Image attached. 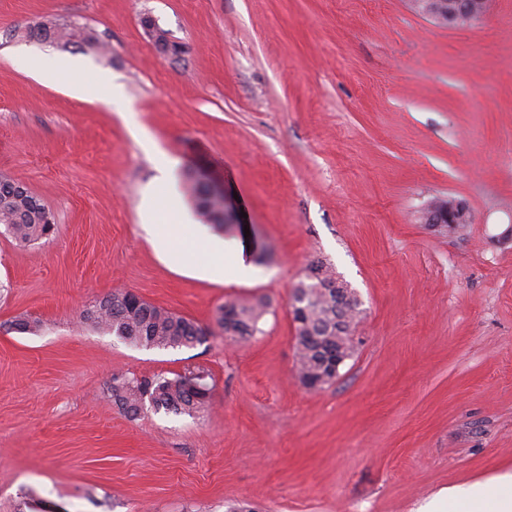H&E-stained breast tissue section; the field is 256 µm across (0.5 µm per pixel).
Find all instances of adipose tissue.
<instances>
[{"label": "adipose tissue", "mask_w": 512, "mask_h": 512, "mask_svg": "<svg viewBox=\"0 0 512 512\" xmlns=\"http://www.w3.org/2000/svg\"><path fill=\"white\" fill-rule=\"evenodd\" d=\"M143 230L165 259L176 266L190 263L188 253L179 248L181 240L191 238L202 243L209 255L203 272L211 281L220 283L225 277L253 270L248 255L237 242L216 239L205 225L193 222L189 215L176 217L170 224L147 223ZM452 504L463 505L467 512H512V471L441 489L421 512H446Z\"/></svg>", "instance_id": "obj_1"}]
</instances>
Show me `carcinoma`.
<instances>
[{"label":"carcinoma","instance_id":"1","mask_svg":"<svg viewBox=\"0 0 512 512\" xmlns=\"http://www.w3.org/2000/svg\"><path fill=\"white\" fill-rule=\"evenodd\" d=\"M60 37L69 44L99 48L97 38L88 31L66 30ZM185 185L198 213L217 228H226L224 195L200 173L187 174ZM49 216L45 204L29 189L18 190L0 182V224L17 243L32 245L48 240L54 232ZM335 283L332 268L312 263L293 289L292 298L299 306L293 315L297 375L304 385L320 377L324 362L351 357L350 334L359 314L358 301L350 295L347 284L340 282L349 301L345 319L337 321L340 310L332 291ZM265 308L261 300L249 304L228 301L218 308L216 322L223 333L247 340L259 331ZM80 321L97 332L146 348H192L212 335L209 328L139 300L127 290L114 291L82 310ZM208 378L209 374L191 369L174 378L163 374L135 380L114 376L112 399L130 417L138 416L146 405L156 412L193 417L210 405L213 385Z\"/></svg>","mask_w":512,"mask_h":512}]
</instances>
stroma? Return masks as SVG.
Returning a JSON list of instances; mask_svg holds the SVG:
<instances>
[{
    "instance_id": "35a3bbf8",
    "label": "stroma",
    "mask_w": 512,
    "mask_h": 512,
    "mask_svg": "<svg viewBox=\"0 0 512 512\" xmlns=\"http://www.w3.org/2000/svg\"><path fill=\"white\" fill-rule=\"evenodd\" d=\"M72 21L101 51L27 36ZM44 57L80 62L90 95L39 80ZM190 171L243 214L223 236L263 252L249 278L178 270L141 230L147 197L162 218L190 208ZM1 173L55 232L0 234V512H414L512 470V0L464 28L413 0H0ZM448 197L469 224L425 222ZM317 260L360 317L312 391L289 298ZM117 289L215 333L156 349L80 325ZM256 298L252 338L216 330L220 305ZM23 315L40 331H11ZM194 367L214 386L203 415L112 400L113 375Z\"/></svg>"
}]
</instances>
